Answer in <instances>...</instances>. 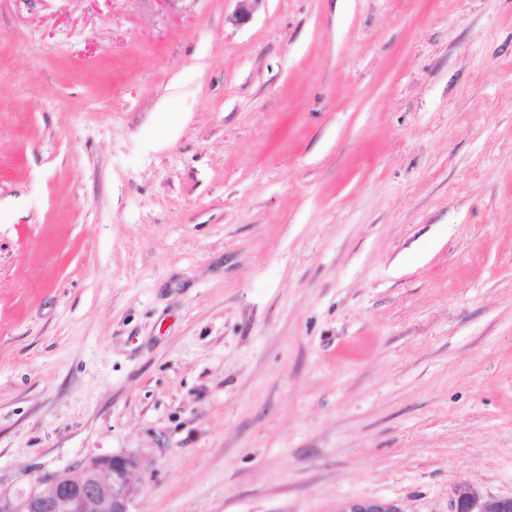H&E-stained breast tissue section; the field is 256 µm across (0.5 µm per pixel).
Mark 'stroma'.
<instances>
[{
	"mask_svg": "<svg viewBox=\"0 0 512 512\" xmlns=\"http://www.w3.org/2000/svg\"><path fill=\"white\" fill-rule=\"evenodd\" d=\"M0 0V496L512 495V0ZM132 455L101 456L73 470L45 476L14 501L0 499V512H134L139 494L132 481Z\"/></svg>",
	"mask_w": 512,
	"mask_h": 512,
	"instance_id": "35a3bbf8",
	"label": "stroma"
}]
</instances>
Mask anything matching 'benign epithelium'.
Returning a JSON list of instances; mask_svg holds the SVG:
<instances>
[{"instance_id": "7a95c632", "label": "benign epithelium", "mask_w": 512, "mask_h": 512, "mask_svg": "<svg viewBox=\"0 0 512 512\" xmlns=\"http://www.w3.org/2000/svg\"><path fill=\"white\" fill-rule=\"evenodd\" d=\"M232 21L244 25L263 0H236ZM137 460L117 454L93 458L71 471L45 476L42 487L14 501L0 500V512H133L139 494L132 481ZM343 512H403L393 501L356 500ZM446 512H512V496L487 497L469 485L456 486Z\"/></svg>"}]
</instances>
